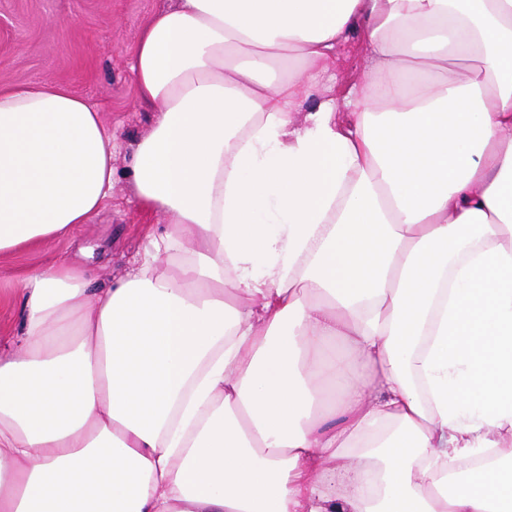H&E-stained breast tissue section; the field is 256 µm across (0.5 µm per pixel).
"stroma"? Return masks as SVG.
I'll list each match as a JSON object with an SVG mask.
<instances>
[{"instance_id": "1", "label": "stroma", "mask_w": 512, "mask_h": 512, "mask_svg": "<svg viewBox=\"0 0 512 512\" xmlns=\"http://www.w3.org/2000/svg\"><path fill=\"white\" fill-rule=\"evenodd\" d=\"M164 0H0V88L55 84L100 112L115 136V182L103 212L77 225L72 237L42 244L0 261V289L25 269L74 258L106 286L147 244L145 227L164 214L143 210L124 171L127 157L150 130L151 112L138 96L132 48Z\"/></svg>"}]
</instances>
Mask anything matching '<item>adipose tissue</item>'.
I'll return each mask as SVG.
<instances>
[{"label":"adipose tissue","mask_w":512,"mask_h":512,"mask_svg":"<svg viewBox=\"0 0 512 512\" xmlns=\"http://www.w3.org/2000/svg\"><path fill=\"white\" fill-rule=\"evenodd\" d=\"M132 73L169 222L96 292L19 278L0 512H512V0H167ZM113 149L0 89V258L97 217ZM339 55L341 72L337 80H340L343 75L350 76L367 65L366 55L355 36L339 49Z\"/></svg>","instance_id":"1"}]
</instances>
